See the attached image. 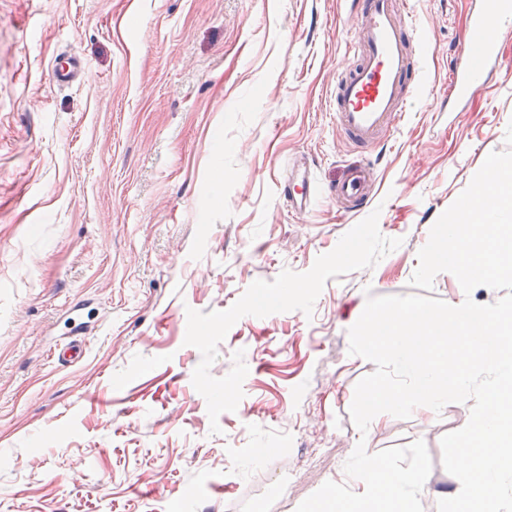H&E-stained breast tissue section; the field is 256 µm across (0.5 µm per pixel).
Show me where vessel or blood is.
Masks as SVG:
<instances>
[{
  "mask_svg": "<svg viewBox=\"0 0 512 512\" xmlns=\"http://www.w3.org/2000/svg\"><path fill=\"white\" fill-rule=\"evenodd\" d=\"M353 61L336 83L332 110L351 151L380 145L402 122L419 88L423 47L409 0H355ZM512 22V0H470L464 38L449 70L448 107L469 103L484 90L499 62L502 29ZM369 169L350 164L330 188L340 213L362 211L370 202ZM319 192L309 171L289 178L283 195L289 207L308 210Z\"/></svg>",
  "mask_w": 512,
  "mask_h": 512,
  "instance_id": "b4317fda",
  "label": "vessel or blood"
}]
</instances>
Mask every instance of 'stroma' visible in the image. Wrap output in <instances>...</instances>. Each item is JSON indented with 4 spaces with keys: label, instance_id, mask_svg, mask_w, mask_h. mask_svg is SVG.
<instances>
[{
    "label": "stroma",
    "instance_id": "35a3bbf8",
    "mask_svg": "<svg viewBox=\"0 0 512 512\" xmlns=\"http://www.w3.org/2000/svg\"><path fill=\"white\" fill-rule=\"evenodd\" d=\"M412 2L424 81L389 140L357 155L331 112L350 0H0V512H296L324 482L350 484L361 440L424 441V512L460 489L441 439L468 406L381 413L366 437L350 416L375 369L349 353L367 295L411 293L431 227L512 122V27L486 89L451 112L467 0ZM69 56L85 70L56 85ZM295 158L324 187L371 166L379 230L402 244L328 279L312 315L238 320L210 372L244 351V396L213 422L187 309L310 270L358 222L329 196L289 210ZM77 321L87 352L56 364Z\"/></svg>",
    "mask_w": 512,
    "mask_h": 512
}]
</instances>
